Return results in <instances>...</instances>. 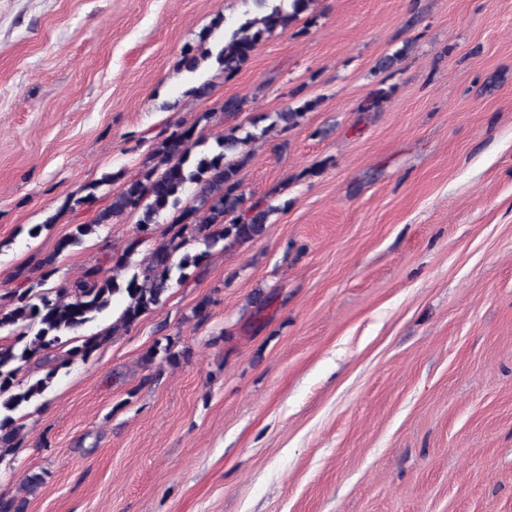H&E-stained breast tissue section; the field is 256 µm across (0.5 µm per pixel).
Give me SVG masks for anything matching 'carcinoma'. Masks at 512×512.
<instances>
[{
    "instance_id": "carcinoma-1",
    "label": "carcinoma",
    "mask_w": 512,
    "mask_h": 512,
    "mask_svg": "<svg viewBox=\"0 0 512 512\" xmlns=\"http://www.w3.org/2000/svg\"><path fill=\"white\" fill-rule=\"evenodd\" d=\"M262 12L244 22L224 38V45L217 51L216 60L224 76H234L249 59L251 53L267 34L277 29L286 30L297 16L314 0H290V10L279 6L268 7L266 0H256ZM313 102L307 101L296 108L275 114L272 126L287 130L298 125ZM239 127L224 131L217 138V153L195 152L194 129L176 127L170 133L160 132L149 155L148 162L136 174H106L100 181L82 188V195L71 196V209L84 206L97 198L103 183L123 180L122 189L112 194L109 203L99 209L92 223L76 224L71 234L62 239L57 251L79 244L101 226L127 212L142 210L141 231L146 232L167 210L174 208L180 196L189 187L195 188L196 198L210 202L206 208L197 204L185 208L175 219L179 229L174 236L158 244L143 260L139 270L127 280L118 279L120 271L128 265L129 257L142 240L136 239L121 252L112 256L110 271L100 267L86 270L79 280L37 293L33 287L13 288L0 294V333L14 336L9 344H0V458L13 452V442L18 436L17 413L25 403L42 395L59 371L50 369L43 377L16 391L15 367L20 360H29L62 344V340L76 334L87 323L106 312L116 296L126 304L118 319L112 323V332L133 324L142 314L158 305L172 286L173 271H178L177 281L188 277L185 270L199 266L207 251L217 246L224 248L250 242L265 231L273 207L254 202L246 205L239 173L251 157L245 147L255 135H238ZM202 241L206 251L190 258L174 260L182 246L184 236ZM109 332L88 336L72 347L70 353L83 358L89 356L107 340ZM171 366L179 363L182 353L172 351V345L154 344L141 357L145 367L153 365L157 357Z\"/></svg>"
}]
</instances>
